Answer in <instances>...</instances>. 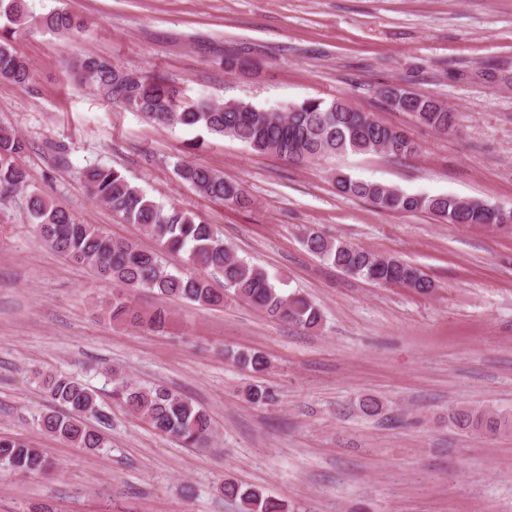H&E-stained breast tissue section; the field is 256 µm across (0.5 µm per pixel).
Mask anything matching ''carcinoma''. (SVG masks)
Segmentation results:
<instances>
[{
  "label": "carcinoma",
  "instance_id": "1",
  "mask_svg": "<svg viewBox=\"0 0 512 512\" xmlns=\"http://www.w3.org/2000/svg\"><path fill=\"white\" fill-rule=\"evenodd\" d=\"M0 80L27 85L32 80L29 61L15 50L13 35L32 22L45 32L66 36L80 33L85 22L70 11L59 8L35 15L27 0H0ZM250 59L242 52L224 53V69H243ZM70 69L100 97L140 112L148 121L163 127L203 128L211 134L236 139L259 153H274L290 163H307L348 154L383 153L396 159L412 155L415 142L407 132L379 121L373 113L359 111L343 99L313 98L270 112L243 101L199 100L186 103L178 88L159 75L120 68L99 55H84L69 64ZM379 95L386 106L409 112L417 120L442 132L459 125V113L442 102L415 93L404 86L382 88ZM27 141L12 129L0 127V198L25 191L26 219L39 240L70 261L92 268L99 278L118 286L105 313L117 324L160 328L167 312L157 310L143 317L133 305L132 292L147 290L162 298L174 297L203 307H222L227 301H245L268 316L313 330L321 326L320 308L300 293H281L268 273L238 257L224 244L212 224L181 207H165L147 197L117 169L105 165L87 166L80 172L85 190L108 206L128 224L140 225L160 250L184 252L187 263L211 270L224 279L217 289L202 277L171 271L156 251L118 239L97 224L77 220L64 206L30 188L27 168L20 158ZM177 177L203 196L226 205L245 207L250 199L237 182L207 166L178 161ZM336 188L345 195L364 199L391 212H424L448 224H484L492 229H512V208L486 202L469 203L453 195L410 194L380 182L354 179L336 169L332 172ZM310 253L341 271L366 280L408 286L429 293L434 283L416 267L392 256L355 248L330 238L314 228L302 234ZM230 357L239 366L261 374L268 368L260 351L234 350ZM113 401L181 445L207 448L213 424L206 409L174 388L144 383L127 373L111 371ZM41 384L51 400L64 407L38 412L32 424L45 434L85 451L110 447L106 434L90 420H107L100 410L98 394L79 379L62 373L46 374ZM247 399L256 405H270L274 391L262 384L246 390ZM464 432L496 436L512 428V420L475 407H462L451 415ZM0 467L21 476H38L54 469V462L31 443L0 437ZM220 493L237 503L239 512H285V504L259 487H243L234 481L220 486Z\"/></svg>",
  "mask_w": 512,
  "mask_h": 512
}]
</instances>
